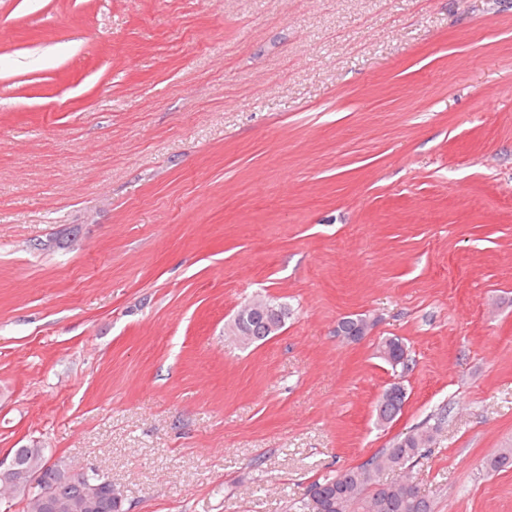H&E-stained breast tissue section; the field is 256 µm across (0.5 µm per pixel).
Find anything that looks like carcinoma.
I'll list each match as a JSON object with an SVG mask.
<instances>
[{"mask_svg":"<svg viewBox=\"0 0 512 512\" xmlns=\"http://www.w3.org/2000/svg\"><path fill=\"white\" fill-rule=\"evenodd\" d=\"M275 308L280 314V325L288 320V304L273 299L253 300L236 313L237 320L229 328L231 335L259 327L265 308ZM385 362L397 361L405 356L406 348L398 338H390L389 350L378 348ZM377 422L388 424L401 413V407L378 399ZM438 427H419L397 439L391 447L383 449L364 464L338 470L312 483L296 512H433L431 501L403 478L391 483L380 482L387 471L404 470L424 455L434 443ZM512 466V448H501L487 463L486 468L496 472ZM77 482L62 488L61 493L71 503L62 512H82L78 506L82 492L92 484L99 498L97 512H125V502L113 497L107 478L99 475L76 474ZM17 499L23 504L22 512H45L42 488L31 486L20 490Z\"/></svg>","mask_w":512,"mask_h":512,"instance_id":"cac0c4a2","label":"carcinoma"}]
</instances>
